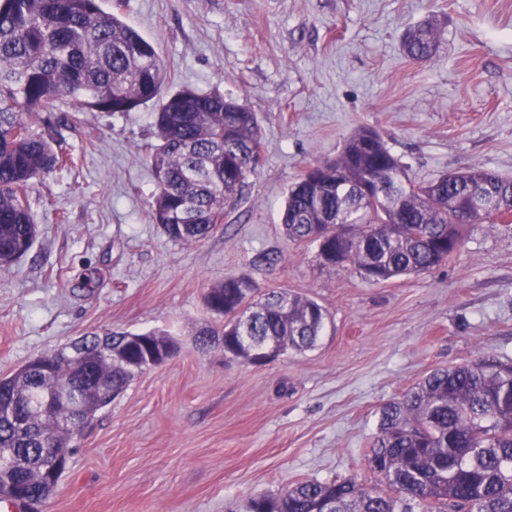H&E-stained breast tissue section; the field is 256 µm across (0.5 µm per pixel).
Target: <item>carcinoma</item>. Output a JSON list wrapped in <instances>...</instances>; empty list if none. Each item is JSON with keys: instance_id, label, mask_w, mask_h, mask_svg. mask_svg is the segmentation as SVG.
Masks as SVG:
<instances>
[{"instance_id": "obj_1", "label": "carcinoma", "mask_w": 512, "mask_h": 512, "mask_svg": "<svg viewBox=\"0 0 512 512\" xmlns=\"http://www.w3.org/2000/svg\"><path fill=\"white\" fill-rule=\"evenodd\" d=\"M101 0H0V269L36 238L28 205L33 180L75 164L49 130L67 121L62 104L110 115L157 103L145 146L156 179L153 222L172 241L205 240L242 192L259 160L256 115L238 99L183 88L163 93L167 68L154 45ZM430 26L408 32V55L433 59ZM396 191L366 207L354 200L379 178ZM475 224L512 217V179L470 165L416 187L382 137L363 129L308 181L289 189L281 223L292 242L318 244L326 266L351 264L372 285L427 272L460 251L463 217ZM206 309L224 325L202 333L203 349L224 344L254 364L313 349L326 309L312 299L260 293L229 276L208 289ZM175 345L160 331L106 329L49 350L0 376V499L29 506L52 496L81 428L148 367L146 354ZM61 389L77 404H46ZM379 485L352 479L300 481L252 500L251 512H512V361L481 356L437 369L380 408L365 455Z\"/></svg>"}]
</instances>
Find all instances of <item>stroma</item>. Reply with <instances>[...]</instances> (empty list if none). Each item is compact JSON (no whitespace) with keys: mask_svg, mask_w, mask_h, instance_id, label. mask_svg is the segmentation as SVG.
<instances>
[{"mask_svg":"<svg viewBox=\"0 0 512 512\" xmlns=\"http://www.w3.org/2000/svg\"><path fill=\"white\" fill-rule=\"evenodd\" d=\"M122 16L169 90L256 114L262 159L214 233L179 244L151 217L154 105L71 109L55 127L79 160L36 180L35 242L0 271V374L105 328L163 330L180 349L81 429L38 512H247L302 480L375 485L364 455L383 404L433 369L512 360V225H471L460 255L373 285L287 241L281 212L303 171L364 127L412 180L473 164L512 177V0H123ZM426 21L440 40L420 63L402 42ZM229 275L321 304L317 346L262 366L200 350L215 325L204 296Z\"/></svg>","mask_w":512,"mask_h":512,"instance_id":"obj_1","label":"stroma"}]
</instances>
